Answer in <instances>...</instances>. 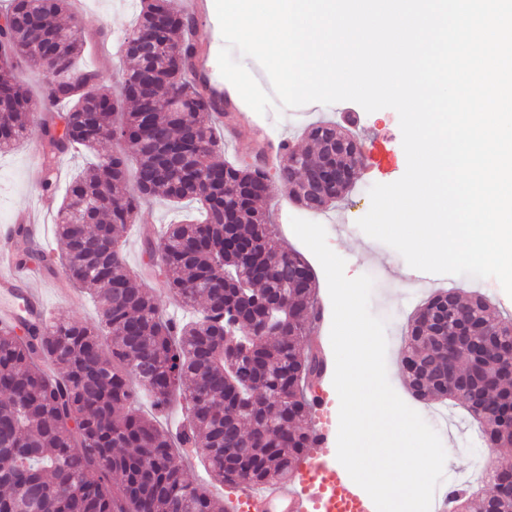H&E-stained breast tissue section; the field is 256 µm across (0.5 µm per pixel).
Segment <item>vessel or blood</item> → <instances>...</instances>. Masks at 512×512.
<instances>
[{"label":"vessel or blood","instance_id":"obj_1","mask_svg":"<svg viewBox=\"0 0 512 512\" xmlns=\"http://www.w3.org/2000/svg\"><path fill=\"white\" fill-rule=\"evenodd\" d=\"M14 242V228L0 230V327L44 324V283L18 266ZM329 434V427L318 428L324 453L307 456L288 486L246 488L234 502L236 512H376L366 491L337 465Z\"/></svg>","mask_w":512,"mask_h":512}]
</instances>
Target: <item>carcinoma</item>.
Masks as SVG:
<instances>
[{"label":"carcinoma","mask_w":512,"mask_h":512,"mask_svg":"<svg viewBox=\"0 0 512 512\" xmlns=\"http://www.w3.org/2000/svg\"><path fill=\"white\" fill-rule=\"evenodd\" d=\"M0 15V151L25 139L37 120L42 191L58 189L55 168L76 148L95 162L66 189L56 222L57 255H39L46 270L60 264L68 279L97 302L91 323L56 319L38 329L0 328V512H226L207 487L184 475L181 449L198 448L211 477L233 487L285 480L316 447L308 415L309 383L326 367L304 337L321 318L308 261L275 244L265 194L269 169L214 164L221 152L216 122L224 96L199 72L209 44L196 18L175 0H139L125 37L128 61L122 97L93 71L78 72L81 30L63 17L71 0H8ZM25 67L46 78L36 100L16 79ZM336 126L305 129L309 145L286 143L277 177L288 197L321 212L343 194L323 190L302 201L297 178L319 166ZM129 147L98 153L112 137ZM134 173L136 191L127 190ZM162 196L195 203L203 219L167 226L147 240L150 259L172 298L194 310L175 323L128 266L122 235L141 203ZM473 321L481 378L465 401L486 445H512V324L497 321L490 302L457 288L427 299L410 320L402 360L418 361L407 379L420 399L452 396L448 381L470 370L475 343L453 350L456 373L443 371V337ZM187 425L174 436L143 410L164 411L176 396ZM475 498L454 490L453 512H512V481Z\"/></svg>","instance_id":"carcinoma-1"}]
</instances>
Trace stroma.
Instances as JSON below:
<instances>
[{
    "label": "stroma",
    "instance_id": "stroma-1",
    "mask_svg": "<svg viewBox=\"0 0 512 512\" xmlns=\"http://www.w3.org/2000/svg\"><path fill=\"white\" fill-rule=\"evenodd\" d=\"M84 8L76 16V23L86 33L85 50L78 61L79 68L97 71L113 92H120L126 71L121 40L131 29L138 15L135 0H83ZM240 129L227 139L222 148L226 161H251L256 154V137L265 135L268 141L285 140L302 145L303 131L312 122L330 120L340 128L351 131L364 147V163L354 190L339 199L322 214L328 246L345 259V274L355 278L363 274L374 280L369 309L381 316L387 308L403 304L405 317H412L419 304L438 288H458L464 292H478L487 296L502 322H512V297L499 286L495 278L477 279L469 276L432 274L426 277L409 275L405 259L390 246L367 236L357 225L370 209L366 189L377 183H392L406 170V156L397 112L390 108L366 112L353 101L331 105L310 103L294 111H287L280 103H273L266 114L254 112L246 103H239ZM38 134L29 138L14 151L0 153V226L14 223L18 213L33 211L43 226L47 238L55 236V219L62 200L61 192L69 181L93 160L84 149L62 157L59 164V191L44 193L37 179L39 157L33 147ZM263 207L277 224L276 239L281 247L304 251L305 246L293 230L285 226L284 215L294 205L280 182H272ZM180 213L163 199L150 200L141 210L135 224L129 225L125 236V253L130 266L143 267L149 258L143 251L142 232L154 235L164 233L167 224L178 220ZM52 285L45 298L48 314L53 318L91 322L96 318V307L87 294H80L78 302H71L62 290L68 281L62 272L51 274Z\"/></svg>",
    "mask_w": 512,
    "mask_h": 512
}]
</instances>
